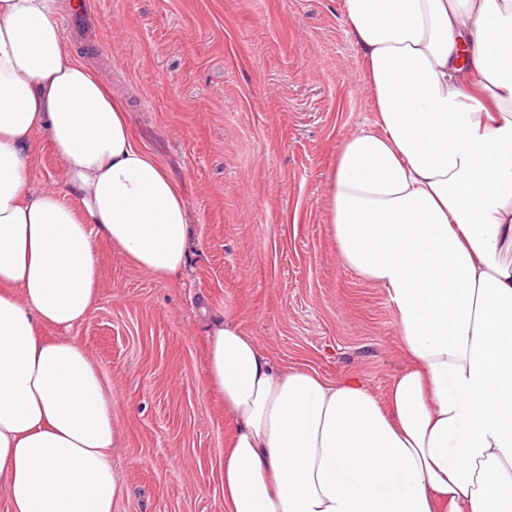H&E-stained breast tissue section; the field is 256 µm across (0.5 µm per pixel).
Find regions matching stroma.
<instances>
[{
	"label": "stroma",
	"instance_id": "35a3bbf8",
	"mask_svg": "<svg viewBox=\"0 0 512 512\" xmlns=\"http://www.w3.org/2000/svg\"><path fill=\"white\" fill-rule=\"evenodd\" d=\"M56 14L79 60L128 109L137 146L180 185L192 224L181 278L107 242L90 318L72 329L112 396L113 512H224L231 423L205 374V320L236 321L280 365L363 377L403 368L386 293L342 266L327 226L342 140L372 118L343 0H87ZM34 189L63 184L44 134Z\"/></svg>",
	"mask_w": 512,
	"mask_h": 512
}]
</instances>
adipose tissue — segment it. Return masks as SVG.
I'll use <instances>...</instances> for the list:
<instances>
[{"mask_svg": "<svg viewBox=\"0 0 512 512\" xmlns=\"http://www.w3.org/2000/svg\"><path fill=\"white\" fill-rule=\"evenodd\" d=\"M57 0H0V485L12 512H112V402L84 346L49 340L97 300L107 241L179 278L178 183L73 54ZM374 102L329 176L342 265L383 288L405 367L279 366L208 322L206 378L232 422L224 512H512V0H344ZM45 132L62 189H32Z\"/></svg>", "mask_w": 512, "mask_h": 512, "instance_id": "obj_1", "label": "adipose tissue"}]
</instances>
